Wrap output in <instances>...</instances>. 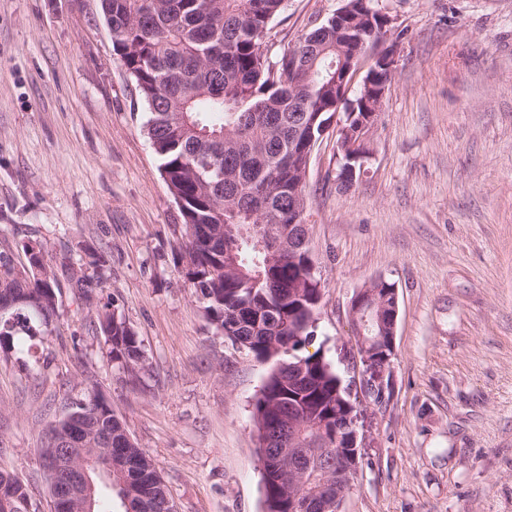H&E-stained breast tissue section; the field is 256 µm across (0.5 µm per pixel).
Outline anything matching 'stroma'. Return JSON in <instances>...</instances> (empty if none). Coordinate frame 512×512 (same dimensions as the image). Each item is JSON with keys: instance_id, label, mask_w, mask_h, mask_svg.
Here are the masks:
<instances>
[{"instance_id": "stroma-1", "label": "stroma", "mask_w": 512, "mask_h": 512, "mask_svg": "<svg viewBox=\"0 0 512 512\" xmlns=\"http://www.w3.org/2000/svg\"><path fill=\"white\" fill-rule=\"evenodd\" d=\"M342 0H285L269 56ZM389 17L393 79L364 174L336 187V135L306 178L323 303L303 351L357 378L349 308L382 278L399 315L392 392L364 403L367 447L344 512H512V0H371ZM112 50L100 0H0V251L29 237L58 261L108 258L103 301L146 369L113 365L71 294L32 362L0 352V471L51 512L49 426L97 392L152 458L177 512H264L253 404L268 364L211 333L179 266L188 242Z\"/></svg>"}]
</instances>
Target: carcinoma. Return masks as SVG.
Returning <instances> with one entry per match:
<instances>
[{
    "mask_svg": "<svg viewBox=\"0 0 512 512\" xmlns=\"http://www.w3.org/2000/svg\"><path fill=\"white\" fill-rule=\"evenodd\" d=\"M284 0H102L112 48L148 110L145 130L160 160V171L188 232L187 260L181 268L214 333L274 361L253 408L258 438L268 413L298 420L304 448L319 451L306 461V491L324 478L328 448L315 425L336 423L351 400L337 370L315 352L297 356L315 333L320 278L311 272L309 249L288 215L293 198L288 183L298 179L303 142L320 137L336 113V18L314 26L299 44L271 58L264 49L271 19ZM275 221L280 248L256 250L249 225ZM85 259L40 258L15 265L0 252V297L25 294L26 302L0 316V348L15 341L36 346L60 319L67 288L91 306L102 287L105 254L82 247ZM93 333L104 337L107 355L134 375L144 370L141 342L126 318L105 305L96 309ZM286 342L270 357L272 342ZM101 409L95 444L112 445V468L127 469L128 487L111 488L129 505L123 512H170L173 504L149 455L127 438L123 422L97 393L73 412ZM0 486L14 499L11 512H28L26 486ZM266 512H288V476L269 473Z\"/></svg>",
    "mask_w": 512,
    "mask_h": 512,
    "instance_id": "obj_1",
    "label": "carcinoma"
}]
</instances>
